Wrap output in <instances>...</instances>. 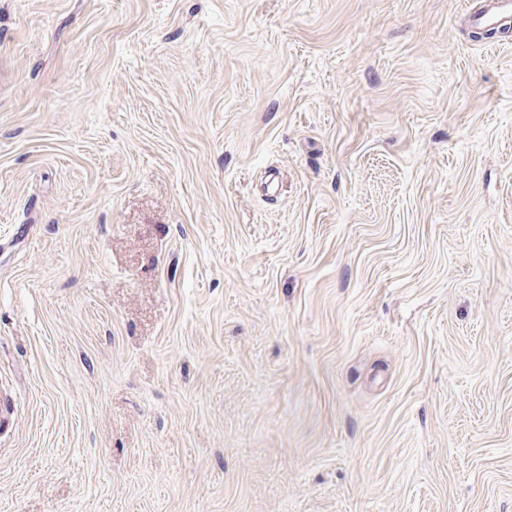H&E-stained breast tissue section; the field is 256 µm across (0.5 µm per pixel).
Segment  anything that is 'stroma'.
Returning a JSON list of instances; mask_svg holds the SVG:
<instances>
[{
	"label": "stroma",
	"mask_w": 512,
	"mask_h": 512,
	"mask_svg": "<svg viewBox=\"0 0 512 512\" xmlns=\"http://www.w3.org/2000/svg\"><path fill=\"white\" fill-rule=\"evenodd\" d=\"M463 2L0 0V512H512Z\"/></svg>",
	"instance_id": "stroma-1"
}]
</instances>
